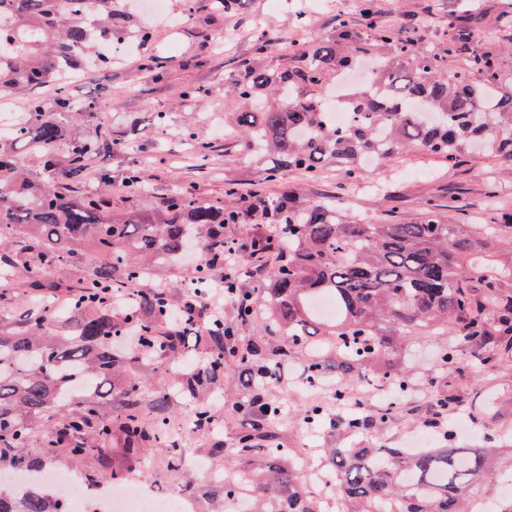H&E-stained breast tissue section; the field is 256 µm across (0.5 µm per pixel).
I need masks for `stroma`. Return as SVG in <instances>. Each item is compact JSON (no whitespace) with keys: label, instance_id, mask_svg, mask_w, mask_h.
Instances as JSON below:
<instances>
[{"label":"stroma","instance_id":"stroma-1","mask_svg":"<svg viewBox=\"0 0 512 512\" xmlns=\"http://www.w3.org/2000/svg\"><path fill=\"white\" fill-rule=\"evenodd\" d=\"M167 2V15L148 18L130 0H123L122 9L148 28L147 44L134 45L113 58L111 68L82 70L66 85L72 102L94 100L98 106L91 112L59 114L62 137L56 144L57 155L66 157L74 143L96 137L122 144L121 149L94 157L92 173L76 185V194L95 192L104 181L113 208L150 213L159 198L175 191L226 205L234 198H249L255 183L260 182L269 196L298 188L311 199L337 198L349 217L367 222L378 221L389 210L396 211L403 221H419L422 201L430 195L455 197L469 224L483 223L490 199L512 212V162L494 156L464 154L448 165L427 151L407 150L377 174L383 189L374 194L356 191L333 168L312 181L302 171L287 169L279 180L263 182L261 167L240 151L235 138L220 134L225 116L239 108L236 97L225 89L226 80L236 73L259 31L274 40L272 51L263 60L274 69L289 63L290 45L332 37L342 21L371 37L361 0H283L277 9L271 8L270 0H237L234 9L224 13L213 11L210 0ZM371 5L377 22L396 37L423 34L430 48L444 54L443 69L451 76L466 68L465 55L448 52V18L460 17L471 30L472 48L497 52L502 70L512 75V0H477L471 9L463 0H371ZM150 55L159 56L161 71L140 68V61ZM160 112L165 115L161 123L156 120ZM191 132L199 133L211 147L206 166H199L187 141ZM138 166L144 169L145 189L132 195L123 180ZM230 184L237 190L232 198L225 194ZM274 262V252L255 255L248 273L240 279L243 290L253 296L252 324H242L234 304L224 308V324L232 330L237 347L275 338L267 328L263 288ZM196 264L191 254L176 264L150 268L144 283L163 287L173 300L183 301L188 282L197 275ZM457 334L453 323L422 330L402 340L395 356L378 362L380 378L373 386L355 378L344 380L347 396L362 401L376 419L373 427L358 431L336 422L341 413L333 397L340 381L337 373L326 374L315 387L299 390L305 361L315 349L307 344L296 349L269 390L282 408L281 415L270 421L274 444L288 449L296 459L310 458L317 466L327 448L409 449L419 436L437 447L494 444L511 448L512 366H499L489 347L462 350L455 358H446ZM450 390L456 394L470 430L442 436L431 432L427 423L435 400ZM251 392L238 368L226 365L205 396L221 427L216 432L193 434L187 443V460L201 459L207 469L230 480L264 466L265 456L248 465L234 451L246 420L233 411L232 404L247 399ZM318 401L325 406V416L319 425H307L306 413ZM112 446V453L103 460L90 456L76 461L62 455L48 467L61 473L78 471L95 480L113 472L159 493L182 488L184 475L167 469L162 451L143 450L132 460L121 451L120 440H113Z\"/></svg>","mask_w":512,"mask_h":512}]
</instances>
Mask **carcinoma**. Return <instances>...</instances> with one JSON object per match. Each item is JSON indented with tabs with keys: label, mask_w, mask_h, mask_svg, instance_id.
Instances as JSON below:
<instances>
[{
	"label": "carcinoma",
	"mask_w": 512,
	"mask_h": 512,
	"mask_svg": "<svg viewBox=\"0 0 512 512\" xmlns=\"http://www.w3.org/2000/svg\"><path fill=\"white\" fill-rule=\"evenodd\" d=\"M115 3L0 0V94H32L29 108L37 120L17 124L8 138L38 149L43 169L51 174L59 166L57 113L93 110L96 104L74 109L62 88L53 99L34 91L64 79L70 71L62 62L67 54L87 56L99 44L124 37L127 21ZM469 37L468 27L448 18V52L466 50ZM376 43L390 54L373 49L344 22L333 38L293 45L292 64L272 70L262 58L273 44L264 33L255 36L252 55L227 84L241 102L230 125L244 153L269 158L268 180L288 168L315 179L332 166L355 180L367 161L374 159L382 168L411 148L451 164L477 144L512 161V77L502 73L494 52L469 55L465 72L445 77L442 56L418 33L398 39L378 27ZM367 58L376 71L370 83L339 101L353 119L338 126L324 81ZM103 147L98 139L74 145L64 169L67 180L83 182L89 162ZM456 209L429 199L417 223H405L391 211L378 224H363L345 215L334 198L312 200L293 190L280 197L257 194L247 205L229 209L174 192L151 217L135 211L116 215L105 195L76 197L51 176L35 182L10 152L0 150V247L9 229L32 238L39 248L36 264L0 260V283L11 284L20 270L27 288L40 293L56 288L46 276L78 248L90 246L103 257L74 287L69 309L61 311L45 300L36 313L23 316L25 327L0 333V468L36 472L61 453L105 458L115 423L128 451L160 447L169 469L180 472L184 448L166 416L171 395L194 404L197 431L216 430L201 398L230 356L255 365L257 372L253 394L236 405L250 418L238 437V454L249 462L263 453L269 461L261 472L245 475L230 495L253 493L256 512H320L287 454L259 447L270 439L276 409L267 389L277 362L287 361L292 350L317 336V347L335 359L340 374L366 378L402 339L456 319L462 323L457 341L496 336L504 359L512 361V305L499 300L512 265L498 261L499 252L512 249V236L505 237L512 230V212L489 209L482 230L473 232L455 223L450 211ZM258 212L273 225L279 247L280 262L266 289L269 324L280 339L257 341L240 352L222 328L197 320L174 323L171 299L139 284L144 260H179L193 235L206 258L224 264V225L246 224ZM474 281L483 288L480 299L473 293ZM107 290L132 294L128 313L147 339L136 356H122L114 345L125 317L101 304ZM323 297L335 305L331 319L317 309ZM167 358L174 360L176 380L155 385V417L148 420L141 401L144 386L126 380L121 369L139 359ZM329 364L313 356L304 369L308 382L320 380ZM114 395L123 403L112 422L103 419L102 408L112 404ZM43 416L42 446L32 456L25 449L33 422ZM327 465L341 512H470L461 504L489 476L486 448H329ZM0 512L63 510L57 500L28 489L0 497Z\"/></svg>",
	"instance_id": "obj_1"
}]
</instances>
